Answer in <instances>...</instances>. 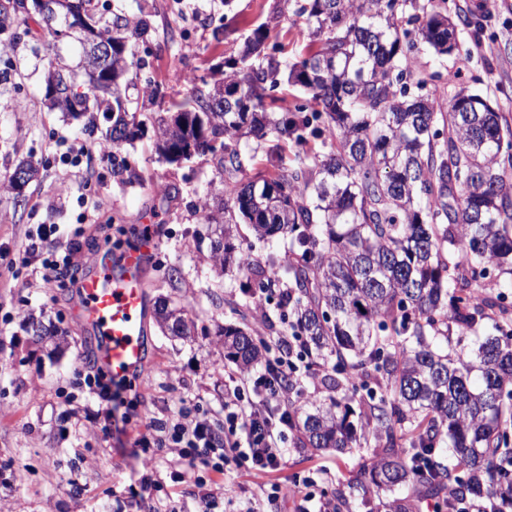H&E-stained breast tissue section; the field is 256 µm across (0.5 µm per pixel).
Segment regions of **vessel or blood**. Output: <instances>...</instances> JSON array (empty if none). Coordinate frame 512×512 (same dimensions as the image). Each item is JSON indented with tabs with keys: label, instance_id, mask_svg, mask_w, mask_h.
<instances>
[{
	"label": "vessel or blood",
	"instance_id": "vessel-or-blood-1",
	"mask_svg": "<svg viewBox=\"0 0 512 512\" xmlns=\"http://www.w3.org/2000/svg\"><path fill=\"white\" fill-rule=\"evenodd\" d=\"M154 248L153 241L144 240L117 259L94 261L81 283L79 315L95 332L99 364L116 380L132 377L145 360L144 268Z\"/></svg>",
	"mask_w": 512,
	"mask_h": 512
}]
</instances>
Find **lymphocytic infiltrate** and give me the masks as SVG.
<instances>
[{
	"instance_id": "obj_1",
	"label": "lymphocytic infiltrate",
	"mask_w": 512,
	"mask_h": 512,
	"mask_svg": "<svg viewBox=\"0 0 512 512\" xmlns=\"http://www.w3.org/2000/svg\"><path fill=\"white\" fill-rule=\"evenodd\" d=\"M54 226L39 225L23 250L24 265H38L44 284L68 280L80 285V268L72 250L58 252L48 248ZM293 366L281 363L277 373L256 376L229 375L224 383V430L215 432L210 420L182 410L173 424L146 422L135 438L137 446L169 447L167 465L176 478H190L196 467L210 469L212 476L205 485L200 505L202 512H213L224 490L229 465L246 466L250 477L248 512H262L264 499L279 494L281 485L270 476L286 465L283 444L288 431V390L285 383Z\"/></svg>"
}]
</instances>
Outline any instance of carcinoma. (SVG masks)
<instances>
[{
  "instance_id": "1",
  "label": "carcinoma",
  "mask_w": 512,
  "mask_h": 512,
  "mask_svg": "<svg viewBox=\"0 0 512 512\" xmlns=\"http://www.w3.org/2000/svg\"><path fill=\"white\" fill-rule=\"evenodd\" d=\"M70 2L112 54L85 58L94 77L47 62L44 105L105 125L99 146L122 184L140 182L123 149L149 126L170 164L217 159L221 191L199 202L216 265L236 254L247 299L287 282L300 384L324 392L288 401L295 447L369 455L331 491L334 512H414L422 497L444 512H512V126L463 84L440 103L427 86L442 73L410 65L427 53L443 66L458 27L479 21L453 22L445 0H295L317 50L289 61L261 24L224 69L167 101L159 84L127 80L142 65L146 7L106 18L94 0ZM290 86L304 97L278 116ZM248 136L270 141L266 160L242 154ZM241 220L284 240V263L236 250ZM155 319L178 339L194 332L186 306L164 303ZM29 330L62 340L40 321ZM217 335L239 368L262 362L251 332Z\"/></svg>"
}]
</instances>
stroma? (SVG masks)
<instances>
[{"instance_id":"stroma-1","label":"stroma","mask_w":512,"mask_h":512,"mask_svg":"<svg viewBox=\"0 0 512 512\" xmlns=\"http://www.w3.org/2000/svg\"><path fill=\"white\" fill-rule=\"evenodd\" d=\"M147 7L151 29L136 82L160 83L166 97L178 100L186 93L187 74H209L238 54L258 24L267 25L271 40L283 43L289 56L306 54L310 43L305 25L286 19L291 0H233L229 6L223 0H148ZM9 37L14 52L7 92L0 96V179L28 157L38 162L39 175L25 190L27 204L15 205L11 193L0 192V512H199L194 481L173 480L160 459L144 467L135 432L146 421L176 417L184 401L223 422L225 360L216 326H246L266 338L287 327L286 310L273 293L264 318L255 319L239 292L237 272L220 275L213 266L198 204L218 183L214 159L170 165L145 136L124 147L143 184H119L111 165L97 157L86 167L68 163L72 146L95 147L100 133L43 108L47 33L38 22L13 25ZM459 40L461 49L448 56L446 68L497 101L512 124V0H499L480 34L460 29ZM88 171L98 207L87 223L80 219V184ZM116 216L128 241L146 230L159 242L147 261V357L133 390L124 394L137 405L121 430L103 417L110 402L88 385L98 368L97 343L77 316L78 297L67 288L43 287L40 276L20 263L29 232L52 224L59 244L76 245L79 265L90 270L92 258L109 252L104 239L113 235ZM172 267L173 277L167 274ZM163 299L192 308L191 339L161 331L154 311ZM31 316L62 330L58 349L33 342ZM284 446L287 466L271 475L279 484L320 470L345 480L364 462L357 454L303 453L289 440ZM147 474L154 489L144 487Z\"/></svg>"}]
</instances>
